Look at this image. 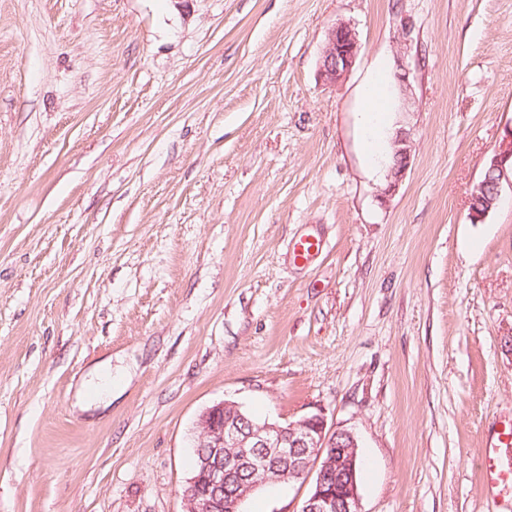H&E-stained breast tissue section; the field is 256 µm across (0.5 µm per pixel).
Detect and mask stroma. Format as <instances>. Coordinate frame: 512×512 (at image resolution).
Returning <instances> with one entry per match:
<instances>
[{"instance_id": "35a3bbf8", "label": "stroma", "mask_w": 512, "mask_h": 512, "mask_svg": "<svg viewBox=\"0 0 512 512\" xmlns=\"http://www.w3.org/2000/svg\"><path fill=\"white\" fill-rule=\"evenodd\" d=\"M339 22L361 51L330 86ZM382 58L411 84L385 201L357 121ZM509 125L512 0H0V512H183L223 400L353 431L360 512H489L512 193L478 224L469 198ZM361 50L355 29L338 23L329 29L322 51L319 75L328 85L341 81L353 67ZM411 145L408 134L397 132L392 141V161L388 167L386 187L380 194L381 200L391 196L399 186L411 161ZM323 250L321 238L311 235L296 238L291 244V252L294 260L307 262ZM113 380L110 367L95 370L92 378L85 386V395L91 396L95 401H104L112 395Z\"/></svg>"}]
</instances>
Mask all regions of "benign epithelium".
Instances as JSON below:
<instances>
[{"mask_svg": "<svg viewBox=\"0 0 512 512\" xmlns=\"http://www.w3.org/2000/svg\"><path fill=\"white\" fill-rule=\"evenodd\" d=\"M361 50L355 29L338 23L329 29L322 51L319 75L328 85L341 81ZM411 161L408 134L392 141V161L381 198L392 195ZM512 189V125L495 151L486 159L482 179L472 196H486L484 208L470 209L474 223L483 221L497 207L505 188ZM194 447L211 448L197 473L182 491L184 512H241L248 491L262 482L312 479L301 512H358L357 458L359 443L349 429L327 430L322 416L313 414L295 421L254 423L232 401L206 409L197 422Z\"/></svg>", "mask_w": 512, "mask_h": 512, "instance_id": "7a95c632", "label": "benign epithelium"}]
</instances>
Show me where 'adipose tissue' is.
<instances>
[{
    "label": "adipose tissue",
    "instance_id": "1",
    "mask_svg": "<svg viewBox=\"0 0 512 512\" xmlns=\"http://www.w3.org/2000/svg\"><path fill=\"white\" fill-rule=\"evenodd\" d=\"M360 113L363 128L362 152L368 167H376L385 140L392 134L390 78L383 63H376L362 85Z\"/></svg>",
    "mask_w": 512,
    "mask_h": 512
}]
</instances>
